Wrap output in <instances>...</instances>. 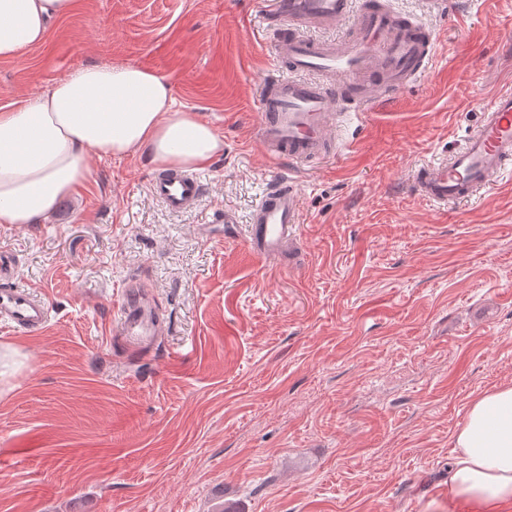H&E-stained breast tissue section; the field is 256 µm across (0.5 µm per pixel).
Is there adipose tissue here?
Returning a JSON list of instances; mask_svg holds the SVG:
<instances>
[{
	"mask_svg": "<svg viewBox=\"0 0 512 512\" xmlns=\"http://www.w3.org/2000/svg\"><path fill=\"white\" fill-rule=\"evenodd\" d=\"M73 0H0V58L41 43ZM168 78L135 66L91 65L0 112V224H38L89 173L90 155L144 151L165 169L222 152L212 126L174 111ZM448 512H512V384L476 397L454 436Z\"/></svg>",
	"mask_w": 512,
	"mask_h": 512,
	"instance_id": "1",
	"label": "adipose tissue"
}]
</instances>
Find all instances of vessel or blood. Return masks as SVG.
I'll list each match as a JSON object with an SVG mask.
<instances>
[{
  "mask_svg": "<svg viewBox=\"0 0 512 512\" xmlns=\"http://www.w3.org/2000/svg\"><path fill=\"white\" fill-rule=\"evenodd\" d=\"M275 38L280 73L258 80V142L277 162L296 165L337 153L338 100L345 89L364 119L377 100L424 77L434 56L436 36L423 20L397 14L388 0H272L267 18ZM354 36L339 41L309 38L312 30L343 25ZM512 164V89L498 90L464 145L448 159L419 167L413 187L427 200L445 205L495 187ZM150 193L166 209L182 213L199 202L203 184L183 170L157 173ZM303 222L295 178L272 180L253 209L246 248L261 262L280 265ZM0 321L29 332L41 330L49 308L41 297L13 284L12 263L0 255ZM149 282L126 283L116 333L135 352L149 349L164 330Z\"/></svg>",
  "mask_w": 512,
  "mask_h": 512,
  "instance_id": "b4317fda",
  "label": "vessel or blood"
}]
</instances>
